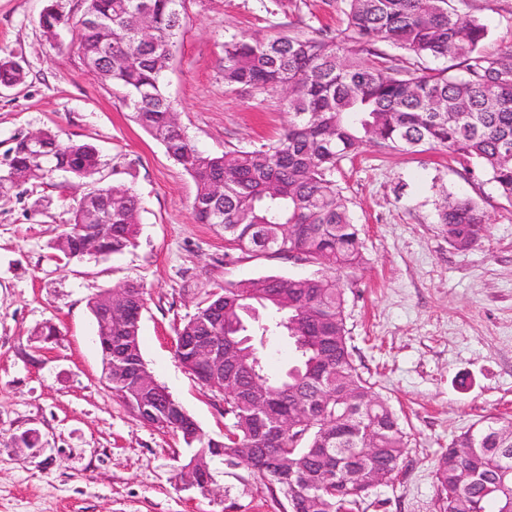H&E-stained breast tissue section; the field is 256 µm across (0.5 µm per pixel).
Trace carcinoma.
I'll return each mask as SVG.
<instances>
[{"mask_svg":"<svg viewBox=\"0 0 512 512\" xmlns=\"http://www.w3.org/2000/svg\"><path fill=\"white\" fill-rule=\"evenodd\" d=\"M98 24L78 28L84 64L102 70L120 91L133 119L193 178V211L215 224L235 249L253 256H297L332 270L304 278L266 275L226 282L208 292L176 331V353L193 337L276 336L294 339L298 361L280 377L261 369L255 343L242 344L234 367L209 371L204 386L222 396L231 420L224 440L204 439L184 416L164 405L159 388H145L122 355L144 363L139 325L112 317V392L141 418L182 437L197 450L190 461L209 467L215 448H255L247 459L297 512H357L375 471L396 477L406 434L391 407L357 372L346 329L345 296L335 273L362 265L359 232L336 184L340 161L366 146L420 152L442 147L463 170L477 166L512 206V46L482 50L487 29L449 10V0H345L344 26L289 30L266 39L224 42V85L251 95H280L292 114L285 133L257 149L202 152L171 118L166 91L169 46L183 20L184 0H90ZM70 17L47 8L39 17L51 37ZM385 42L418 59L446 60L444 68L387 64ZM25 72L0 57V82H24ZM44 157L15 141L7 178L45 177L42 168L77 179L92 177L98 153L89 144L63 143L43 132ZM109 202L110 225L99 235L87 219L98 200ZM141 200L130 188L96 187L73 212L53 244L58 259L84 257L100 238L105 255L134 245ZM438 223L468 250L480 239L485 215L470 198H446ZM269 311L261 319L245 307ZM288 419V434L265 443L258 424L270 411ZM288 459L283 476L271 471L269 453ZM467 467L473 485L460 484ZM434 477L439 512H512V421L489 414L451 439L437 456Z\"/></svg>","mask_w":512,"mask_h":512,"instance_id":"obj_1","label":"carcinoma"}]
</instances>
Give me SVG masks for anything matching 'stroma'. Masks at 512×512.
I'll use <instances>...</instances> for the list:
<instances>
[{
	"mask_svg": "<svg viewBox=\"0 0 512 512\" xmlns=\"http://www.w3.org/2000/svg\"><path fill=\"white\" fill-rule=\"evenodd\" d=\"M51 0H0V55L26 72L0 90V155L15 137L51 131L98 152L99 171L53 173L18 184L0 166V512H285L270 484L245 465L209 462L210 491L184 484L194 450L148 426L108 389L95 295L143 284V359L204 436L230 424L220 395L175 356V331L205 294L262 275L307 277L314 265L248 256L222 231L197 223L190 175L142 129L112 84L87 69L77 30L46 39L38 18ZM488 30L484 48L512 45V0H451ZM343 0H188L166 90L199 149H254L290 116L276 96L225 87L224 42L295 29L338 27ZM336 181L360 230L364 262L345 281L347 329L358 373L397 414L407 436L402 469L373 488L359 512H437L434 460L449 440L495 414L512 420V205L482 170L464 174L445 150L375 147L343 161ZM132 187L143 201L134 246L108 257L57 260L53 242L73 207L98 185ZM476 201L486 230L458 251L437 222L448 195ZM53 326L45 339L41 331ZM33 434L26 447L19 438Z\"/></svg>",
	"mask_w": 512,
	"mask_h": 512,
	"instance_id": "obj_1",
	"label": "stroma"
}]
</instances>
